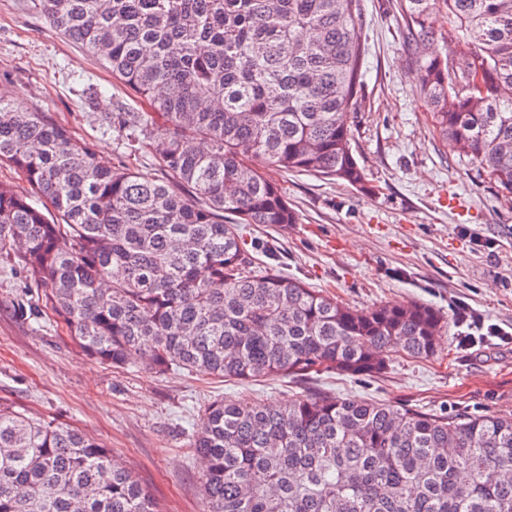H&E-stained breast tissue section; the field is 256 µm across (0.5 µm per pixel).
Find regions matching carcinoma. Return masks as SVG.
Here are the masks:
<instances>
[{"label": "carcinoma", "instance_id": "cac0c4a2", "mask_svg": "<svg viewBox=\"0 0 512 512\" xmlns=\"http://www.w3.org/2000/svg\"><path fill=\"white\" fill-rule=\"evenodd\" d=\"M39 0L46 21L142 100L117 118L166 178L99 165L93 145L0 97V257L96 361L136 356L225 381L374 378L436 354L410 302L357 309L271 264L243 224L298 215L267 169L358 187L360 0ZM451 46L428 50L431 12ZM416 91L443 146L512 195V0H399ZM479 73L482 85L472 86ZM206 512H512V415H433L355 396L218 398L190 444ZM466 475L467 480L460 479ZM0 512H156L112 451L0 406Z\"/></svg>", "mask_w": 512, "mask_h": 512}]
</instances>
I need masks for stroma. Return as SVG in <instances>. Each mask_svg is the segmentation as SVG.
Instances as JSON below:
<instances>
[{"label": "stroma", "instance_id": "obj_1", "mask_svg": "<svg viewBox=\"0 0 512 512\" xmlns=\"http://www.w3.org/2000/svg\"><path fill=\"white\" fill-rule=\"evenodd\" d=\"M398 3L362 0L366 72L351 122L365 187L270 171L299 221L250 224L244 236L258 265H278L350 306L416 300L439 310L446 324L436 355L395 357L386 374L363 380L323 374L254 385L158 374L137 359L115 369L33 311L32 282L0 263V404L70 424L111 448L161 512H204L202 463L189 444L204 407L220 396L284 403L292 393H336L450 416L512 414V339L468 345L456 319L464 307L512 328V199L436 138ZM0 93L69 126L104 166L161 178L152 152L131 151L126 131L112 125L113 113L140 111V102L52 28L37 0H0Z\"/></svg>", "mask_w": 512, "mask_h": 512}]
</instances>
